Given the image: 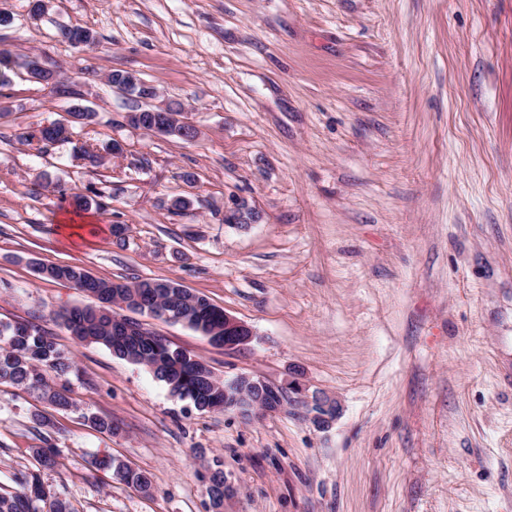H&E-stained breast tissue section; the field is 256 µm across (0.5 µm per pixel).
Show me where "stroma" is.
Segmentation results:
<instances>
[{"label": "stroma", "instance_id": "stroma-1", "mask_svg": "<svg viewBox=\"0 0 512 512\" xmlns=\"http://www.w3.org/2000/svg\"><path fill=\"white\" fill-rule=\"evenodd\" d=\"M28 4L0 0V50L61 79L0 87V321L72 353L78 374L55 384L77 408L37 430L44 403L0 384V492L36 469L76 512H212L219 466L223 512H512V0H49L37 19ZM115 70L185 110L195 139L130 126ZM76 103L95 117L70 141H19ZM81 143L99 166L76 161ZM91 187L105 209L59 196ZM180 194L192 208L169 214ZM241 201L257 221L225 224ZM38 262L180 281L251 342L137 322L216 376L296 380L339 415L320 429L300 403L198 411L76 343L55 314L91 298L37 279ZM46 446L57 465L41 470L29 451ZM104 456L148 473L152 495L94 467Z\"/></svg>", "mask_w": 512, "mask_h": 512}]
</instances>
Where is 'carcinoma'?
Masks as SVG:
<instances>
[{"mask_svg": "<svg viewBox=\"0 0 512 512\" xmlns=\"http://www.w3.org/2000/svg\"><path fill=\"white\" fill-rule=\"evenodd\" d=\"M68 42L98 49L96 36L87 29L63 32ZM70 127L53 123L23 132L19 139L36 143L41 152L70 137L73 129L93 118L92 112H73ZM40 279L63 281L93 296L97 303L76 306L56 313L79 342L101 345L119 358L144 367L168 387L170 393L189 401L197 410L224 407V382L213 377L203 361L183 350L172 348L163 339L148 331L144 335L126 336L112 328V305L133 302L138 313L187 324L208 341L224 337V310L211 304L202 295L193 294L180 283L165 280L164 287L152 288L150 279L116 284L99 279L76 265L40 263L35 268ZM75 368L71 353L64 351L55 339L33 325L0 322V383L7 382L20 390L38 395L58 411H68L73 403L65 392L50 384L53 376H63ZM94 429L112 434V418L95 413L84 415ZM94 464L112 471L114 477L137 491L152 490L150 477L123 461L107 456ZM20 490L0 494V512H73L70 503L45 485L40 474L21 472L15 477ZM211 507L219 512L224 506V471L217 468L209 478Z\"/></svg>", "mask_w": 512, "mask_h": 512, "instance_id": "carcinoma-1", "label": "carcinoma"}]
</instances>
